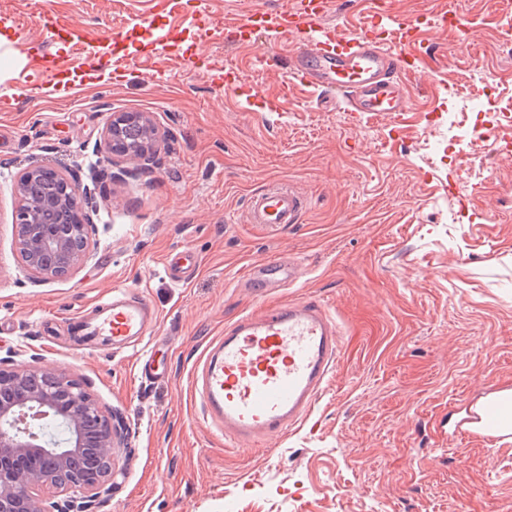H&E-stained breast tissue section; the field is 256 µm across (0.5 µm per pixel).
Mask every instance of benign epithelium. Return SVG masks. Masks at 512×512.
<instances>
[{
  "instance_id": "obj_1",
  "label": "benign epithelium",
  "mask_w": 512,
  "mask_h": 512,
  "mask_svg": "<svg viewBox=\"0 0 512 512\" xmlns=\"http://www.w3.org/2000/svg\"><path fill=\"white\" fill-rule=\"evenodd\" d=\"M141 131L136 150L128 131ZM159 131L145 112H118L103 130L109 154L150 161ZM40 166L28 168L14 188L15 244L28 272L41 281L64 278L92 259L89 237L95 228L102 173L88 181L60 178L48 195L38 181ZM77 215V224H40L42 211ZM14 355L0 358V512H99L112 495V458L122 427L93 395L67 372L22 365ZM18 457L42 459L44 468L20 469Z\"/></svg>"
}]
</instances>
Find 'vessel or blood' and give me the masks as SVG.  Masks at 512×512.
Masks as SVG:
<instances>
[{
	"label": "vessel or blood",
	"mask_w": 512,
	"mask_h": 512,
	"mask_svg": "<svg viewBox=\"0 0 512 512\" xmlns=\"http://www.w3.org/2000/svg\"><path fill=\"white\" fill-rule=\"evenodd\" d=\"M330 10L331 0H298L275 14L252 10L225 25L224 41L236 45L271 33L301 34L291 62L301 84L341 93L356 112L391 117L410 111L402 76L415 63L387 49L378 37L381 15L369 14L362 30L348 33L327 23ZM303 208L296 189L274 186L253 194L248 214L254 224H295ZM304 275L298 261L270 258L253 265L243 285L278 288ZM70 322L77 335L109 338L118 350L154 339L159 316L143 296L117 287ZM339 336L337 322L315 300L263 307L240 317L192 374V396L204 423L238 447L301 425L334 372ZM453 434L487 442L511 437L512 398L494 394L471 405Z\"/></svg>",
	"instance_id": "b4317fda"
}]
</instances>
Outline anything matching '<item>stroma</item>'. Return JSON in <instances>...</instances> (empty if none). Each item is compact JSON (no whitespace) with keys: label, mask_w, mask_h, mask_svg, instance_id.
I'll use <instances>...</instances> for the list:
<instances>
[{"label":"stroma","mask_w":512,"mask_h":512,"mask_svg":"<svg viewBox=\"0 0 512 512\" xmlns=\"http://www.w3.org/2000/svg\"><path fill=\"white\" fill-rule=\"evenodd\" d=\"M293 0H0V356L63 369L124 422L100 512H512V444L448 435L460 407L512 390V6L507 0H385L392 16L450 8L473 31L427 30L414 109L348 111L288 75L295 40L261 37L183 60L200 16L221 24ZM133 30L125 77L71 91L38 71L72 66ZM246 79L225 94V65ZM116 112L164 134L149 172L106 182L93 259L39 282L13 239V187L31 165L86 175ZM291 184L299 223L250 224V195ZM194 256L185 282L169 255ZM289 255L295 285L239 287L251 265ZM160 317L151 375L141 351H73L67 320L113 286ZM314 298L339 325L338 362L310 417L268 443L228 448L191 397L194 367L225 326Z\"/></svg>","instance_id":"35a3bbf8"}]
</instances>
